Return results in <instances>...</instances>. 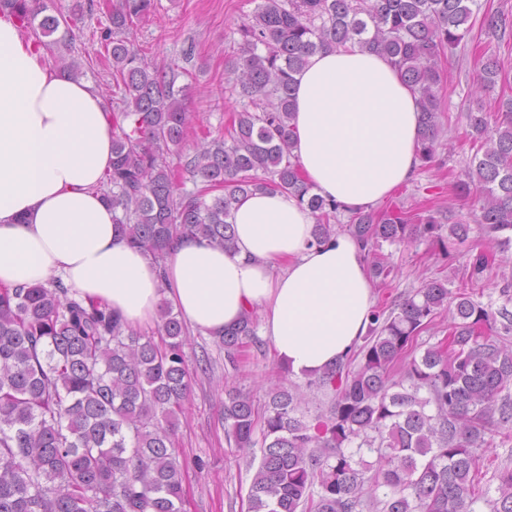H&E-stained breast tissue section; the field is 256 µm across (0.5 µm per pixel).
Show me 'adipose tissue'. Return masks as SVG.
Wrapping results in <instances>:
<instances>
[{
	"label": "adipose tissue",
	"instance_id": "1",
	"mask_svg": "<svg viewBox=\"0 0 512 512\" xmlns=\"http://www.w3.org/2000/svg\"><path fill=\"white\" fill-rule=\"evenodd\" d=\"M293 153L314 193L346 213L368 209L420 165V114L386 56L356 47L311 56L296 76ZM112 170V120L90 83L51 70L43 46L0 12V286L59 277L134 325L172 305L222 334L253 308L289 373L319 374L366 336L375 294L349 234L313 242L311 210L257 191L233 216L235 252L184 237L164 270L128 244L102 185Z\"/></svg>",
	"mask_w": 512,
	"mask_h": 512
}]
</instances>
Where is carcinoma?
I'll list each match as a JSON object with an SVG mask.
<instances>
[{
  "label": "carcinoma",
  "mask_w": 512,
  "mask_h": 512,
  "mask_svg": "<svg viewBox=\"0 0 512 512\" xmlns=\"http://www.w3.org/2000/svg\"><path fill=\"white\" fill-rule=\"evenodd\" d=\"M475 6L262 0L239 27L230 69L232 91L246 107L233 114L227 135L196 144L184 164L191 113L177 81L187 70L128 38L151 14L152 0H73L55 14L44 0H0L37 43L61 27L66 41L86 12L107 16L94 59L121 92V106L112 111L104 196L114 223L152 256L163 283L167 251L179 238L233 251L229 219L241 197L259 190L306 204L318 245L340 232L353 236L382 285L393 271L386 244H425L449 265L475 223L492 245L490 252L472 247L459 291L447 279H426L377 305L357 350L302 385H273L263 414L249 395L225 392L227 443L245 458L260 451L248 512H476L480 501L490 512H512V467L495 470V489L481 487V449L496 437L512 442V289H500L497 308L476 299L496 255L512 250V97H492L505 79L499 59L481 54L476 106L466 113L474 154L456 189L473 198L470 222L449 208L421 214L395 205L332 223L340 207L310 193L290 127L295 74L309 57L349 45L373 49L417 95L427 166L446 134L439 60L469 36ZM481 31L502 41L512 18L487 9ZM178 169L202 186L178 191ZM444 312L448 336L423 346L421 333ZM257 326L251 311L218 336L231 367L258 345ZM186 336L168 305L148 335L59 280L0 288V512H181L175 435L191 384ZM305 388L332 396L326 412L301 411ZM366 453L376 456L374 465L365 464Z\"/></svg>",
  "instance_id": "cac0c4a2"
}]
</instances>
